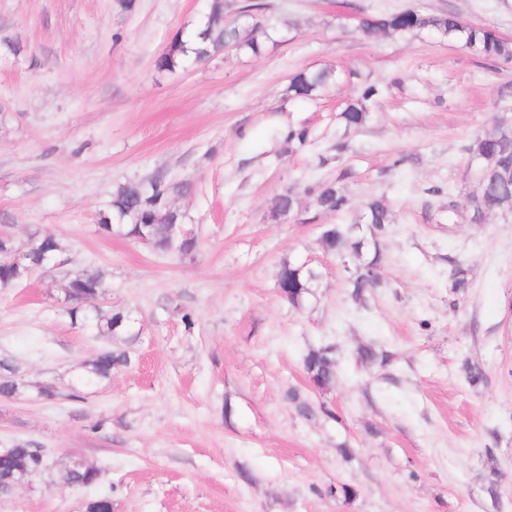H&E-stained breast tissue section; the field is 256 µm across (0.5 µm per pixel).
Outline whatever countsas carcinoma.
I'll return each mask as SVG.
<instances>
[{
  "mask_svg": "<svg viewBox=\"0 0 512 512\" xmlns=\"http://www.w3.org/2000/svg\"><path fill=\"white\" fill-rule=\"evenodd\" d=\"M231 0H209L208 11L203 19L186 34L176 38L158 58L156 66L160 70L175 71L181 68L188 58L200 62L235 45L240 53L261 54L263 43L280 32L282 21L269 13L270 5L263 0H237L235 19L226 22ZM360 31L365 35L382 32L397 34L432 31L462 44L472 53L490 60L512 61V41L504 39L487 28H474L462 22L455 14L432 15L416 10L365 15L359 19ZM336 81L333 73L322 69L297 73L290 84V91L299 98L312 96L319 90ZM379 90L369 85L361 92V101L348 106L341 118L348 127L359 126L367 118L366 102L375 98ZM470 159L480 163L477 194L482 199L480 209L473 211V219L482 220L488 214L512 212V131L492 130L475 138L468 148ZM193 185L187 180L168 179L163 175L148 178L137 185L119 184L112 192L107 210L100 213L99 223L117 225L126 236L137 240L147 239L154 250H169L168 229L171 224H181L185 217L169 205L172 198L186 195ZM314 203L321 209L341 213L349 206V199L337 183L322 181L307 188ZM364 223L369 225L373 241L386 232L393 223L390 210L380 199H372L366 204ZM360 227L356 224H336L326 228L322 235L325 248L340 257L363 258L364 239L359 237ZM31 245L27 250V262L38 268L43 247L56 243L52 237H43L35 231L30 235ZM286 299L295 307H300L309 295V288L316 277L312 269L283 264L280 272ZM84 285L81 289L82 302L71 309V320L90 323L100 336L114 339L134 336L131 317L121 310H104L98 306L100 299L107 294V284L101 274L84 270L72 277ZM377 278L358 275L351 280V298L360 304L366 292L375 287ZM357 358L365 364H383L389 354L378 351L369 345L356 349ZM130 362L125 349H107L95 359L87 374L72 388L70 397H81V389L90 384L107 380L112 370ZM303 367L311 385L317 389L329 387L336 379V360L333 348L323 346L309 350L303 359ZM33 391L46 397L53 393L42 388L41 382L27 385L11 378L0 381V396L11 398ZM58 484L63 488L86 485L87 473L80 466L61 469L57 473Z\"/></svg>",
  "mask_w": 512,
  "mask_h": 512,
  "instance_id": "cac0c4a2",
  "label": "carcinoma"
}]
</instances>
